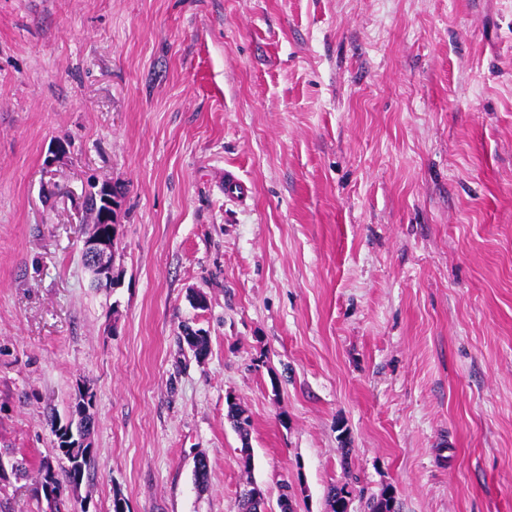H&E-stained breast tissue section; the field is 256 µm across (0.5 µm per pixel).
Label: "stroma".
<instances>
[{
	"label": "stroma",
	"mask_w": 512,
	"mask_h": 512,
	"mask_svg": "<svg viewBox=\"0 0 512 512\" xmlns=\"http://www.w3.org/2000/svg\"><path fill=\"white\" fill-rule=\"evenodd\" d=\"M81 387L88 512H512V0H0V512ZM103 204L104 208L101 212V206L97 200V190L89 191L85 198L84 206L86 215L90 218V224H98L101 212V224H107L106 228L99 226H91V230L84 239L83 243V259L88 267H90L99 283L112 284L114 279L113 257L116 246V224H112V209H115L112 197L121 198L122 187L117 184H104ZM82 394L84 401L81 400L77 409L75 408L77 401H75L71 410V414L78 419L83 418V428L79 430L76 427L75 433L72 428L68 431L67 438L73 442L71 444L65 445V448H89L83 453L87 457L89 453L93 451L92 448H94L92 435L94 430L95 416L94 413L91 412L92 405H88L89 395L91 393L88 390H83ZM89 430L91 432L90 435H88ZM227 416L233 421L238 428V434L242 441V448L240 449L239 465L244 472H251L252 468V454L249 444V427L250 419L246 415V411L242 408L241 404L229 397L227 399Z\"/></svg>",
	"instance_id": "obj_1"
}]
</instances>
